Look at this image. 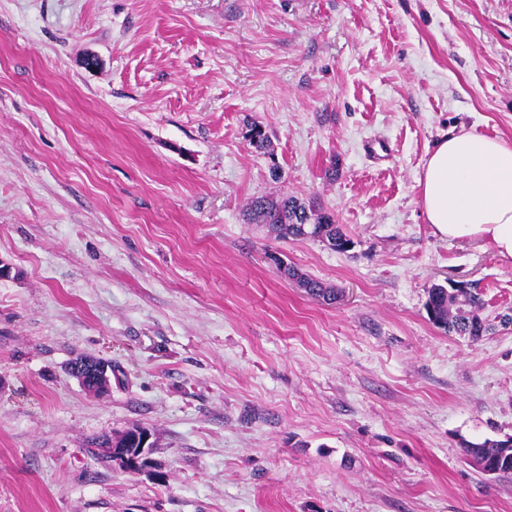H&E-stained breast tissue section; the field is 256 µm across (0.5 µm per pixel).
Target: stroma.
<instances>
[{
	"label": "stroma",
	"mask_w": 512,
	"mask_h": 512,
	"mask_svg": "<svg viewBox=\"0 0 512 512\" xmlns=\"http://www.w3.org/2000/svg\"><path fill=\"white\" fill-rule=\"evenodd\" d=\"M461 128L512 144V0H0V512H512L462 451L512 436V262L419 203ZM283 195L353 249L246 223ZM134 423L141 471L87 445ZM280 272L289 280L295 282L299 288H304L307 294L324 301H335L337 293L335 288L325 285L320 280L311 277L293 266H282L278 263ZM481 298L465 285L459 287L434 285L429 290L426 309L429 320L449 334L467 336L478 342L491 330L481 318ZM70 368L73 370V373L76 375L82 386H84V383L89 379L102 384V386L97 391L89 392H100L110 383V374L112 375V368L105 362L86 358L75 361Z\"/></svg>",
	"instance_id": "stroma-1"
}]
</instances>
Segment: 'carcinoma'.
<instances>
[{
  "mask_svg": "<svg viewBox=\"0 0 512 512\" xmlns=\"http://www.w3.org/2000/svg\"><path fill=\"white\" fill-rule=\"evenodd\" d=\"M247 140L256 149L269 147L270 141L265 128L259 123L250 125ZM250 224L262 226L268 235L283 240H309L318 242L332 251L345 253L353 245L352 238L335 215L316 207L295 196L271 198L255 197L245 213ZM280 272L307 294L316 299L334 301L336 289L293 266H279ZM481 298L471 288L434 285L429 290L426 309L429 320L448 333L466 336L478 342L491 330L481 318ZM464 456L493 465L500 470V476L512 475V440L487 438L482 442H465Z\"/></svg>",
  "mask_w": 512,
  "mask_h": 512,
  "instance_id": "carcinoma-1",
  "label": "carcinoma"
}]
</instances>
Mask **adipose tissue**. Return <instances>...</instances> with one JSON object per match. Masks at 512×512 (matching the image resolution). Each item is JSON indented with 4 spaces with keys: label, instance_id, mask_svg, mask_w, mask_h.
Listing matches in <instances>:
<instances>
[{
    "label": "adipose tissue",
    "instance_id": "obj_1",
    "mask_svg": "<svg viewBox=\"0 0 512 512\" xmlns=\"http://www.w3.org/2000/svg\"><path fill=\"white\" fill-rule=\"evenodd\" d=\"M418 188L434 235L476 238L512 260V144L475 131L449 133L430 152Z\"/></svg>",
    "mask_w": 512,
    "mask_h": 512
}]
</instances>
